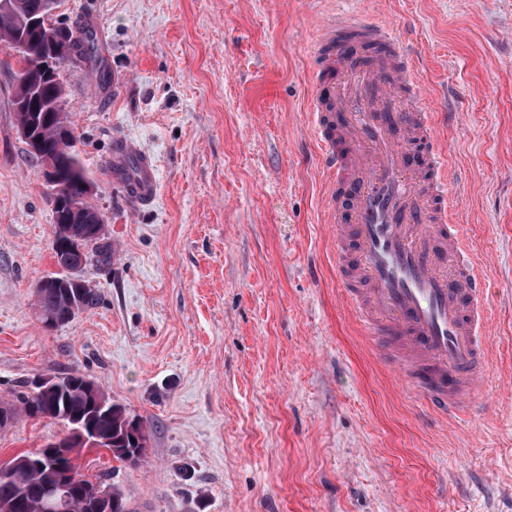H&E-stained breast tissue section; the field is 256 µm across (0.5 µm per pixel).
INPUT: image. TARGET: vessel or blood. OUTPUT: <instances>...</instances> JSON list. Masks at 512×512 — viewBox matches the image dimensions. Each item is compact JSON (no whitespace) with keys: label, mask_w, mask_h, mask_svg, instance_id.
Masks as SVG:
<instances>
[{"label":"vessel or blood","mask_w":512,"mask_h":512,"mask_svg":"<svg viewBox=\"0 0 512 512\" xmlns=\"http://www.w3.org/2000/svg\"><path fill=\"white\" fill-rule=\"evenodd\" d=\"M317 79L337 75L335 102L308 112L327 173L325 206L338 264L367 335L398 342L397 367L436 415L474 414L488 363L489 285L459 225L448 219V152L423 108H402L394 85L419 94L414 59L391 29L349 14L328 21ZM136 156L132 197L153 203L156 163L116 140L112 173Z\"/></svg>","instance_id":"b4317fda"}]
</instances>
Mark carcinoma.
<instances>
[{
  "label": "carcinoma",
  "instance_id": "obj_1",
  "mask_svg": "<svg viewBox=\"0 0 512 512\" xmlns=\"http://www.w3.org/2000/svg\"><path fill=\"white\" fill-rule=\"evenodd\" d=\"M20 7L13 15H0V42L13 32L18 22L26 17H40L44 13L45 0H19ZM83 37L73 43L59 42L55 54L61 63L75 59L93 62L97 80L103 86L111 81V73L100 56L97 34L90 24L79 28ZM30 51L18 56V74L33 76L38 81L39 103L42 104V121L35 133L45 142L49 151L55 153L59 182L64 186L66 199H77L84 195L85 183L89 182L76 148L77 138L73 135L65 139L56 125L48 104L63 92L62 74L45 75L38 72L42 42L34 32L29 33ZM77 240L69 244H51L52 257L60 268L72 267L81 250L89 249L95 254V262L101 267L112 265V242L106 236L102 224H80ZM39 317L44 327L59 317L66 308L67 299L59 288L34 289ZM55 389L48 392L33 387L18 397L19 406L10 403L11 421H16L23 413L32 418L60 420L68 428V433L59 439L58 445L69 449L70 457L65 468L78 477L67 482L56 470L52 460L42 461V468L27 471L0 470V499L6 497L19 503L18 512H42V495L49 487L65 488L61 495L59 512H82L84 486L92 485L79 472L78 459L82 445L77 442L74 430L77 423L90 419L93 429L104 439L112 440V458L128 465H140L146 458L145 445L150 435L143 421L132 419L125 410L116 404L92 380L83 375H67L54 383Z\"/></svg>",
  "mask_w": 512,
  "mask_h": 512
}]
</instances>
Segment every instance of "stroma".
<instances>
[{"label": "stroma", "instance_id": "obj_1", "mask_svg": "<svg viewBox=\"0 0 512 512\" xmlns=\"http://www.w3.org/2000/svg\"><path fill=\"white\" fill-rule=\"evenodd\" d=\"M337 9L411 47L447 141L493 315L479 416L436 420L343 301L307 112ZM55 16L92 23L112 73L105 88L74 61L62 80L114 255L84 270L100 304L45 328L54 200L0 48V402L81 374L143 420L142 465L79 459L131 512H512V0H60ZM119 138L158 163L151 207L112 178ZM65 431L19 416L0 462Z\"/></svg>", "mask_w": 512, "mask_h": 512}]
</instances>
